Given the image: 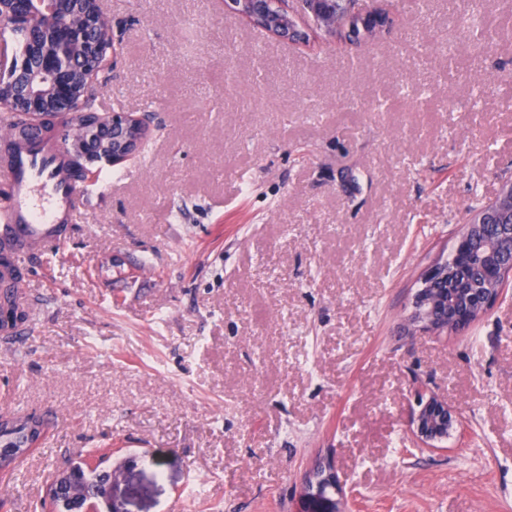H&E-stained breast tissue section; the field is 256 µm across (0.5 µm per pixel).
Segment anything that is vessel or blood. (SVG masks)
<instances>
[{
    "instance_id": "b4317fda",
    "label": "vessel or blood",
    "mask_w": 512,
    "mask_h": 512,
    "mask_svg": "<svg viewBox=\"0 0 512 512\" xmlns=\"http://www.w3.org/2000/svg\"><path fill=\"white\" fill-rule=\"evenodd\" d=\"M66 158L62 137L41 129L29 144L0 151V184L8 191L0 204V245L13 265H28L41 243L66 239L81 195L80 185L63 176Z\"/></svg>"
}]
</instances>
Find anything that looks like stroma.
Returning a JSON list of instances; mask_svg holds the SVG:
<instances>
[{
    "mask_svg": "<svg viewBox=\"0 0 512 512\" xmlns=\"http://www.w3.org/2000/svg\"><path fill=\"white\" fill-rule=\"evenodd\" d=\"M456 0H357V44L278 40L224 0H101L120 49L95 108L152 117L26 273L0 412L50 440L0 512L107 452L117 512H295L332 459L347 512H512V289L456 334L410 325L423 272L512 183V0L474 52ZM463 421L433 446L418 395Z\"/></svg>",
    "mask_w": 512,
    "mask_h": 512,
    "instance_id": "1",
    "label": "stroma"
}]
</instances>
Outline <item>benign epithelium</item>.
Wrapping results in <instances>:
<instances>
[{"label": "benign epithelium", "instance_id": "obj_1", "mask_svg": "<svg viewBox=\"0 0 512 512\" xmlns=\"http://www.w3.org/2000/svg\"><path fill=\"white\" fill-rule=\"evenodd\" d=\"M76 22L65 29L64 37L46 40L40 46L35 36L50 34L59 0H0V22L27 33L30 53L37 63L28 65V58L17 50L0 47V95L7 83L26 75L22 94L9 98L10 106L26 111L28 121L40 124L48 119L46 112H61L70 119L71 133L66 148L91 172L103 164L120 166L137 154L151 136L145 114L137 112H97L81 109L84 98L81 83L74 70L91 81L105 69L114 49L104 45L98 32L106 19L99 0H70ZM287 0H225V7L247 19L254 26L277 38L301 42L318 29L336 30V17L325 18L316 8L324 0H301V9L312 22H300L285 6ZM498 204L480 211L464 226L458 238V265L446 263L430 267L422 278L414 302L411 321L435 332L458 330L487 314L501 293L500 282L512 276V224L497 225L487 251L474 256L468 242L484 233L493 220L506 215ZM410 423L422 442L439 441L448 432L462 425L447 403L430 396L418 401ZM102 456H87L83 466L59 472L49 486L54 512H98V503L112 502V487L120 472L103 473L108 478L104 495H89L84 484L88 475L97 471ZM341 493L335 468L330 461L316 462L306 473L296 512H343L341 499L327 496V488Z\"/></svg>", "mask_w": 512, "mask_h": 512}]
</instances>
